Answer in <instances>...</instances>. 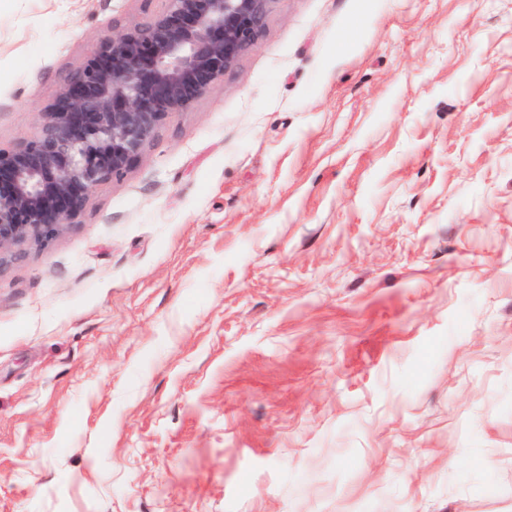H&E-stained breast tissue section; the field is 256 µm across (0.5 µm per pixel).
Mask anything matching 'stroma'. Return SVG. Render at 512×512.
Here are the masks:
<instances>
[{
    "mask_svg": "<svg viewBox=\"0 0 512 512\" xmlns=\"http://www.w3.org/2000/svg\"><path fill=\"white\" fill-rule=\"evenodd\" d=\"M169 0H0V147ZM0 512H512V0H278L0 266Z\"/></svg>",
    "mask_w": 512,
    "mask_h": 512,
    "instance_id": "obj_1",
    "label": "stroma"
}]
</instances>
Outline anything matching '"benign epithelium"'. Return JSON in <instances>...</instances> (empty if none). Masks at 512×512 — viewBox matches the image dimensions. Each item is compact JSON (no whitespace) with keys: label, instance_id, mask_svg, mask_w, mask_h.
<instances>
[{"label":"benign epithelium","instance_id":"obj_1","mask_svg":"<svg viewBox=\"0 0 512 512\" xmlns=\"http://www.w3.org/2000/svg\"><path fill=\"white\" fill-rule=\"evenodd\" d=\"M112 33L63 81L33 137L0 148V263L44 244L122 176L172 112L189 109L257 47L278 0H170Z\"/></svg>","mask_w":512,"mask_h":512}]
</instances>
